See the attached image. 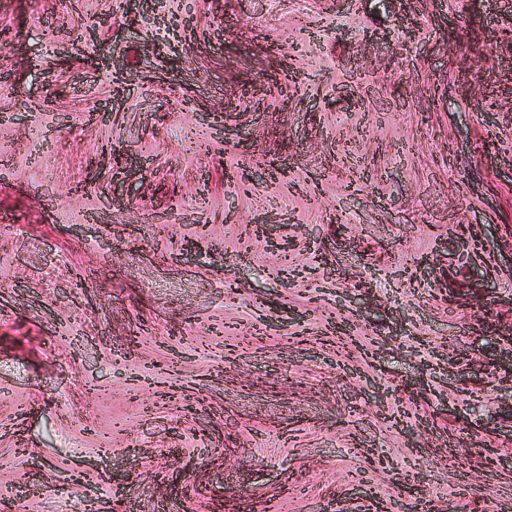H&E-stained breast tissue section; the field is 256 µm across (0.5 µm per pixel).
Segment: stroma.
<instances>
[{
	"mask_svg": "<svg viewBox=\"0 0 512 512\" xmlns=\"http://www.w3.org/2000/svg\"><path fill=\"white\" fill-rule=\"evenodd\" d=\"M122 4L0 0V512H512V0Z\"/></svg>",
	"mask_w": 512,
	"mask_h": 512,
	"instance_id": "1",
	"label": "stroma"
}]
</instances>
